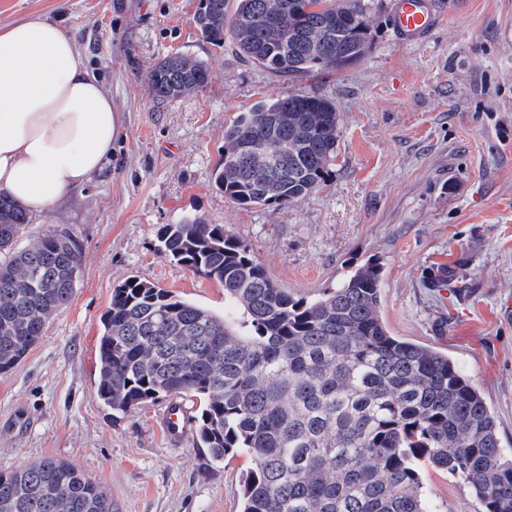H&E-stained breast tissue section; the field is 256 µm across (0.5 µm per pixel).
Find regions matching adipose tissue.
<instances>
[{"label":"adipose tissue","mask_w":512,"mask_h":512,"mask_svg":"<svg viewBox=\"0 0 512 512\" xmlns=\"http://www.w3.org/2000/svg\"><path fill=\"white\" fill-rule=\"evenodd\" d=\"M120 135L112 95L56 23L0 31V191L43 213L84 186Z\"/></svg>","instance_id":"adipose-tissue-1"}]
</instances>
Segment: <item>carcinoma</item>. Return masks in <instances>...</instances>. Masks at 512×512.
<instances>
[{"label": "carcinoma", "instance_id": "1", "mask_svg": "<svg viewBox=\"0 0 512 512\" xmlns=\"http://www.w3.org/2000/svg\"><path fill=\"white\" fill-rule=\"evenodd\" d=\"M200 0L196 25L229 35L250 62L289 78L337 72L371 44L365 0ZM212 71L171 53L147 73L172 101ZM335 103L300 89L262 100L224 129L212 173L229 201L296 204L336 159ZM28 216L0 192V371L13 368L72 298L82 252L66 230L18 244ZM161 249L224 288V314L135 277L101 318L99 398L125 413L166 396L202 403L197 447L247 454L241 512H430L416 463L465 483L484 512H512V458L497 420L448 355L390 335L382 267L368 260L309 301L276 285L222 224L188 218ZM0 512H116L76 466L45 459L0 471Z\"/></svg>", "mask_w": 512, "mask_h": 512}]
</instances>
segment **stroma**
Masks as SVG:
<instances>
[{
    "instance_id": "stroma-1",
    "label": "stroma",
    "mask_w": 512,
    "mask_h": 512,
    "mask_svg": "<svg viewBox=\"0 0 512 512\" xmlns=\"http://www.w3.org/2000/svg\"><path fill=\"white\" fill-rule=\"evenodd\" d=\"M199 2L0 0V28L33 15L60 23L122 118L104 169L30 216L20 237L68 229L83 261L71 302L0 372V470L63 459L118 512H240L246 455L212 462L195 433L170 439L168 398L115 414L97 393L101 317L126 279L223 313V287L158 247V229L188 216L224 225L274 283L308 300L379 262L390 333L448 354L512 454V0H445L429 37L406 47L391 22L395 0H368L365 56L296 83L245 60L232 40L204 39ZM174 52L206 61L212 78L161 102L146 74ZM298 87L331 98L340 115L325 182L288 207L230 202L211 177L225 127ZM419 468L432 512H482L466 484Z\"/></svg>"
}]
</instances>
